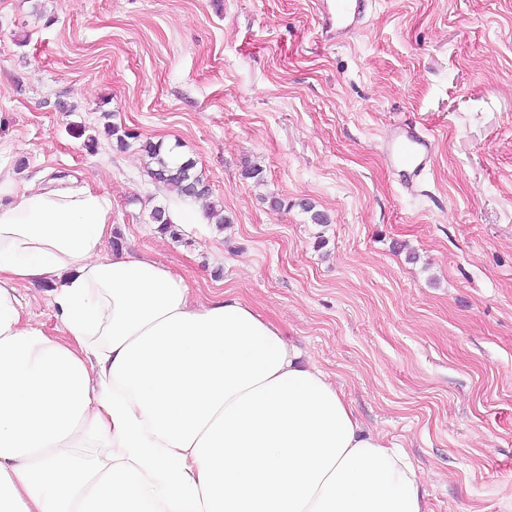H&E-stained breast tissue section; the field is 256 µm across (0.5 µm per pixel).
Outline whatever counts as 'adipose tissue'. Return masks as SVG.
Wrapping results in <instances>:
<instances>
[{"instance_id": "1", "label": "adipose tissue", "mask_w": 512, "mask_h": 512, "mask_svg": "<svg viewBox=\"0 0 512 512\" xmlns=\"http://www.w3.org/2000/svg\"><path fill=\"white\" fill-rule=\"evenodd\" d=\"M108 199L0 150V512H427L408 456L224 293L106 258ZM48 281L73 344L22 322Z\"/></svg>"}]
</instances>
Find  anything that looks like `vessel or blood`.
<instances>
[{"mask_svg": "<svg viewBox=\"0 0 512 512\" xmlns=\"http://www.w3.org/2000/svg\"><path fill=\"white\" fill-rule=\"evenodd\" d=\"M372 0H323L322 35L326 40L342 42L358 30L366 18ZM384 155L397 173L404 191L414 190L433 159L432 142L416 126L397 123L383 137Z\"/></svg>", "mask_w": 512, "mask_h": 512, "instance_id": "1", "label": "vessel or blood"}]
</instances>
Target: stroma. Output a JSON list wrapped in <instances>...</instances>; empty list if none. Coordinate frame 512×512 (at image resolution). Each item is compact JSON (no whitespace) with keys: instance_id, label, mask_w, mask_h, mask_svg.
Wrapping results in <instances>:
<instances>
[{"instance_id":"stroma-1","label":"stroma","mask_w":512,"mask_h":512,"mask_svg":"<svg viewBox=\"0 0 512 512\" xmlns=\"http://www.w3.org/2000/svg\"><path fill=\"white\" fill-rule=\"evenodd\" d=\"M319 2L0 0V145L19 183L107 196L123 248L195 302L277 327L407 453L429 512H512V0H377L335 45ZM106 111L195 159L229 225L158 234L182 201L138 146L87 147ZM403 120L433 140L411 194L382 151ZM50 291L22 288V320L60 339Z\"/></svg>"}]
</instances>
